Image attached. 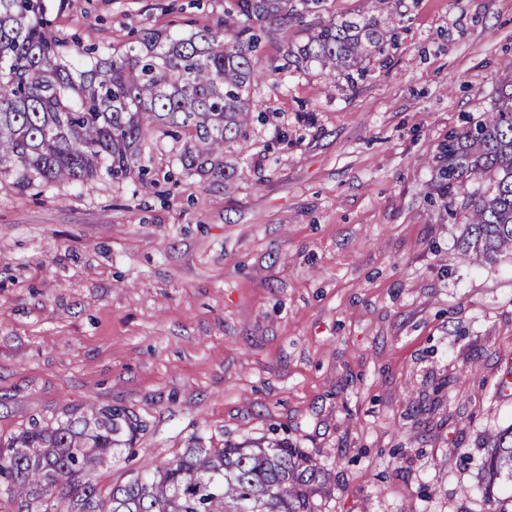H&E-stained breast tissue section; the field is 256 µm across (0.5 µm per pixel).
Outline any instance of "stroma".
<instances>
[{"mask_svg":"<svg viewBox=\"0 0 512 512\" xmlns=\"http://www.w3.org/2000/svg\"><path fill=\"white\" fill-rule=\"evenodd\" d=\"M398 19L350 83L319 66L254 86L223 185L0 179V436L122 405L142 429L101 486L276 430L335 489L319 512H489L485 438L512 425V255L460 257L468 177L435 185L450 131L512 84V0H332ZM224 0H68L100 48L214 26Z\"/></svg>","mask_w":512,"mask_h":512,"instance_id":"stroma-1","label":"stroma"}]
</instances>
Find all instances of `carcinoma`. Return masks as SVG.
Segmentation results:
<instances>
[{
  "label": "carcinoma",
  "instance_id": "obj_1",
  "mask_svg": "<svg viewBox=\"0 0 512 512\" xmlns=\"http://www.w3.org/2000/svg\"><path fill=\"white\" fill-rule=\"evenodd\" d=\"M328 0H224L216 27L185 35L150 31L80 65L58 36L45 0H0V174L21 190L76 183L104 173L156 185L141 164L159 136L183 141L176 163L211 184L224 144L246 137L252 87L266 67L258 35L292 25L308 32L297 62L349 72L388 31L372 16L313 23ZM444 189L468 174L489 188L464 201L471 238L462 249L494 260L512 252V91L443 147ZM141 425L129 410L87 406L64 421L33 420L0 448V512H316L331 496L317 459L276 438L222 448L195 441L179 455L107 490L96 473L132 445ZM482 467L491 512H512V425L492 434Z\"/></svg>",
  "mask_w": 512,
  "mask_h": 512
}]
</instances>
